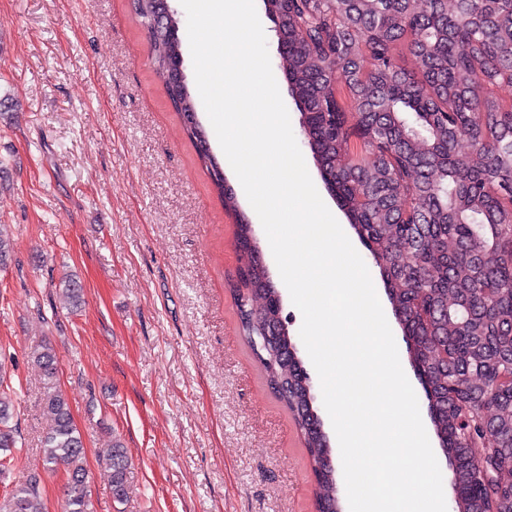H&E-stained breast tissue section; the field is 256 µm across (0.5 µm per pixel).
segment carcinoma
Segmentation results:
<instances>
[{
    "mask_svg": "<svg viewBox=\"0 0 512 512\" xmlns=\"http://www.w3.org/2000/svg\"><path fill=\"white\" fill-rule=\"evenodd\" d=\"M155 3L133 0L134 13L183 133L235 215L241 266L233 292L251 344L269 323L282 322L279 291L252 222L224 185V162L204 148L208 130L192 119L201 98L177 76L184 62L180 21L157 24ZM303 8L312 16L305 33L293 24ZM341 8L356 32L339 23L329 0H264L279 36L288 38L279 67L302 112L307 145L382 271L412 366L427 377L435 434L456 459V512H492L512 496V453L498 452L482 465L474 449L512 438V102L480 99L477 89L512 69V0H345ZM399 48L415 60L418 75L396 66ZM364 58L373 69L359 66ZM404 178L420 186L412 209L424 210L431 223L394 222L406 209L394 192ZM270 345L276 359L259 364L265 386L303 437L317 476L314 512H342L333 450L296 344L283 326ZM31 358L51 419L44 468L67 473L64 512H91L85 448L57 385L56 353L42 344ZM12 418V399L1 389L0 454L15 463ZM6 463L0 459V476ZM104 469L113 498L124 501L131 466L120 441L112 442ZM42 497L41 480L30 477L11 490L4 512H43Z\"/></svg>",
    "mask_w": 512,
    "mask_h": 512,
    "instance_id": "obj_1",
    "label": "carcinoma"
}]
</instances>
